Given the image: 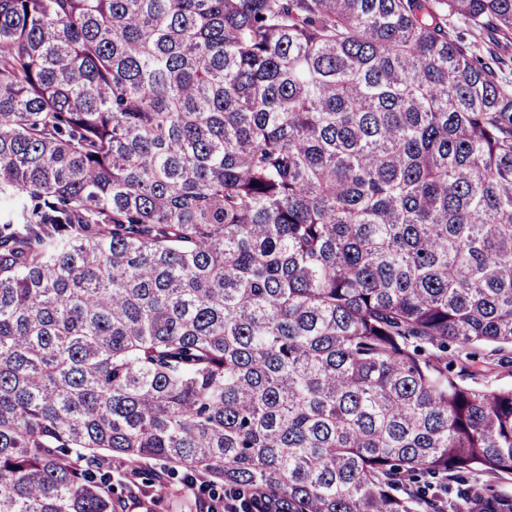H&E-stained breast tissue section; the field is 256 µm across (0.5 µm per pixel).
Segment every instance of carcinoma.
Here are the masks:
<instances>
[{"mask_svg": "<svg viewBox=\"0 0 512 512\" xmlns=\"http://www.w3.org/2000/svg\"><path fill=\"white\" fill-rule=\"evenodd\" d=\"M511 41L0 0V512H512Z\"/></svg>", "mask_w": 512, "mask_h": 512, "instance_id": "1", "label": "carcinoma"}]
</instances>
